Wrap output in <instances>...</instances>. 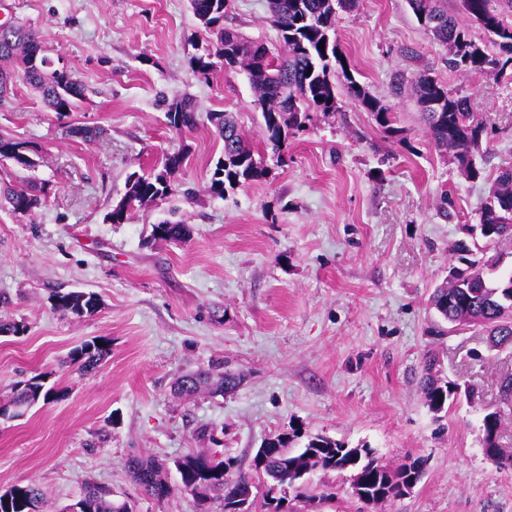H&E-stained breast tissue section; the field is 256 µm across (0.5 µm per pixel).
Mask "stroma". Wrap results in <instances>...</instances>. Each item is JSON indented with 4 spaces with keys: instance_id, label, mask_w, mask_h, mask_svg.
I'll list each match as a JSON object with an SVG mask.
<instances>
[{
    "instance_id": "obj_1",
    "label": "stroma",
    "mask_w": 512,
    "mask_h": 512,
    "mask_svg": "<svg viewBox=\"0 0 512 512\" xmlns=\"http://www.w3.org/2000/svg\"><path fill=\"white\" fill-rule=\"evenodd\" d=\"M266 0H233L226 25L268 46L278 33ZM39 31L51 56L87 89L62 118L24 80L0 105V134L29 142V178L47 193L34 214L0 205V402L42 375L59 401L0 418V491L36 483L55 505L93 481L126 494L138 512H195L190 496L157 501L131 481L135 454L173 462L209 448L249 465L278 433L324 436L373 448L381 463L426 460L414 491L372 512H512V469L481 445V419L512 373V352L488 350L471 329L430 335L434 288L457 265L451 243L467 239L496 170L512 164V81L449 71L447 52L417 24L406 0H359L340 14L339 48L356 78L388 102L398 136L341 98L336 117H314L289 137L267 177L225 197L210 195L223 142L207 120L176 134L167 100L191 96L200 113H236L261 147L260 113L245 74L200 78L194 44L209 35L188 0H0V23ZM429 72L472 98L485 127L467 178L425 134L405 85ZM100 126L93 143L66 125ZM186 148L178 175L192 198L171 196L106 221L127 178ZM187 224L185 243L146 245L168 215ZM86 291L98 312L52 308L57 292ZM105 342L93 372L65 364L83 342ZM435 353L446 379L473 388L442 414L421 387ZM220 360L244 375L224 395L179 398L173 382Z\"/></svg>"
}]
</instances>
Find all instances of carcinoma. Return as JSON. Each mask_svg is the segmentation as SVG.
<instances>
[{
  "label": "carcinoma",
  "instance_id": "cac0c4a2",
  "mask_svg": "<svg viewBox=\"0 0 512 512\" xmlns=\"http://www.w3.org/2000/svg\"><path fill=\"white\" fill-rule=\"evenodd\" d=\"M357 0H266L268 18L278 31L283 50H273L262 41L224 26L230 0H189L200 25L215 41L198 48L190 64L203 79L218 68L242 70L253 92L254 105L263 120V150L271 151L282 161L289 131H304L312 114L325 117L339 111L338 88L348 98L370 113L384 133L393 136L394 116L381 98L359 83L342 63L336 44L339 12L350 11ZM418 23L436 44L448 51L446 63L451 71H467L474 75L498 77L512 69V23L506 21L504 7L512 0H462L468 18L489 36L490 46L482 47L471 39L458 19L448 13L447 0H408ZM323 47H318V44ZM22 77L40 94L42 101L60 115L72 112L86 99V88L71 70L59 68L47 55L43 36L19 24L0 27V102L9 98L7 81ZM410 89L425 121L430 142L441 152L451 155L469 177L480 174L475 154L479 152L485 127L475 119L471 96L452 90L438 80L421 74L410 80ZM169 127L177 134L198 126L200 113L186 97L167 104ZM207 121L224 141L223 156L212 172L209 191L224 197L230 189L266 178L264 160L256 158L241 125L228 112H208ZM105 133L101 127H66V135L94 142ZM26 142L0 134V162L28 170L34 159L25 148ZM187 160V152L178 149L165 154L161 168L147 174H133L123 197L112 207L106 219L121 224L129 211L180 191L177 180ZM4 199L15 213H29L42 205V190L35 185L0 187ZM484 240L483 248L473 251L456 243L452 252H466V271L470 280L458 284L449 279L435 289L431 304L451 330L475 327L489 336V347H512V167L498 172L480 214L477 226ZM188 227L178 222L161 221L152 225L151 239L180 242L186 239ZM54 310L77 317L94 314L99 300L83 291L58 292L53 295ZM106 346L89 341L71 351L69 364L83 372L97 368L108 356ZM435 356L428 355L421 385L427 406L441 412L455 399L458 387L438 376ZM210 379V371L201 370L183 376L174 391L190 396ZM501 405L485 410L480 430L482 445L489 454L497 455L502 467H512V452L503 449L506 421L512 418V374L500 379ZM60 391L43 382L28 380L13 396L0 404V411L10 418L19 417V409L38 402L55 401ZM300 434H277L264 440L263 457H254L250 470L244 471L237 460L224 453L200 451L173 461L179 475L174 484L169 468L153 459L133 457L128 472L148 497L158 501L181 493L192 496L198 512H212L211 504L221 501L223 512H235L240 499L251 496L254 512H278L280 499L270 496L277 491L288 495V512H323L336 493L309 484L308 475L318 469L347 473L351 486L369 495L368 505L375 507L402 498L403 485H417L423 476L424 459L408 456L388 466L379 463L373 449L348 448L322 436H314L301 448L293 447ZM82 512H135V504L113 496L106 487L89 485L80 496ZM0 512H52L40 487L33 483L10 488L7 500H0Z\"/></svg>",
  "mask_w": 512,
  "mask_h": 512
}]
</instances>
